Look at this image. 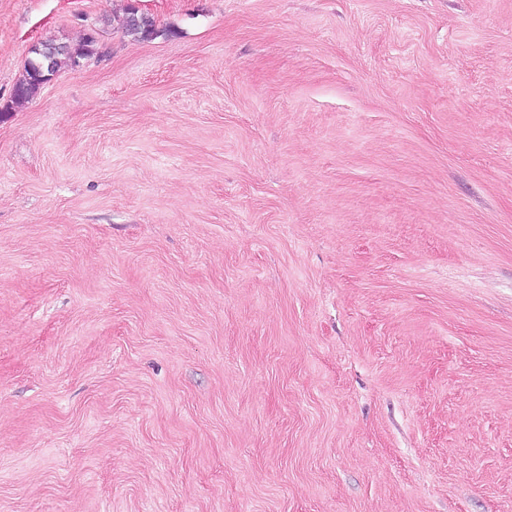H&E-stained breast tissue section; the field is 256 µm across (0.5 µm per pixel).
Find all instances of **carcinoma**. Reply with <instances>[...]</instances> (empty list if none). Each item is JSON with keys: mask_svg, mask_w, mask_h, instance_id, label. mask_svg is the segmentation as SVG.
<instances>
[{"mask_svg": "<svg viewBox=\"0 0 512 512\" xmlns=\"http://www.w3.org/2000/svg\"><path fill=\"white\" fill-rule=\"evenodd\" d=\"M123 34L137 41L148 40L156 34L155 21L151 16L131 7L123 21ZM97 45L98 32L89 30L79 44L67 47L49 60L42 59L38 54L30 58L15 84L12 102L22 105L36 96L43 87V82L36 79L37 73L42 72L52 78L62 67H73L75 59L89 60L98 55Z\"/></svg>", "mask_w": 512, "mask_h": 512, "instance_id": "cac0c4a2", "label": "carcinoma"}]
</instances>
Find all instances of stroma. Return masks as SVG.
<instances>
[{"mask_svg": "<svg viewBox=\"0 0 512 512\" xmlns=\"http://www.w3.org/2000/svg\"><path fill=\"white\" fill-rule=\"evenodd\" d=\"M0 512H512V0H0ZM123 34L133 40H148L156 34L154 19L145 13H139L135 7L128 9L123 21ZM98 32L92 31L90 28L83 35L79 44L66 46L62 52H57L50 60H43L42 56L35 52L24 68L22 76L15 84L12 102L16 105H22L33 99L44 84L36 79V74L43 72L49 78H53L62 66L73 69L75 58L89 60L98 55Z\"/></svg>", "mask_w": 512, "mask_h": 512, "instance_id": "35a3bbf8", "label": "stroma"}]
</instances>
